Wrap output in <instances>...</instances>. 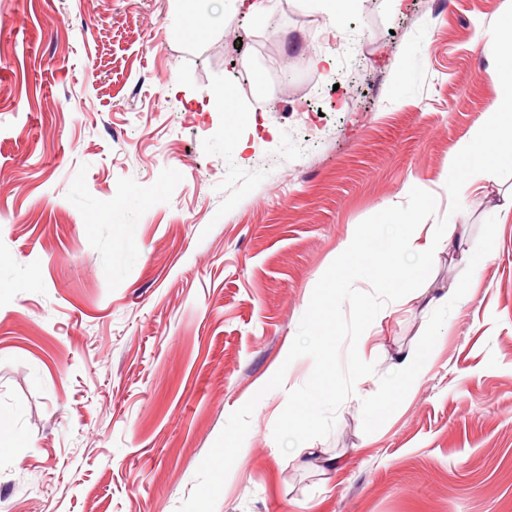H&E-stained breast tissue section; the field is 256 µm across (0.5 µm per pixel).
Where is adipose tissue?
Instances as JSON below:
<instances>
[{"mask_svg": "<svg viewBox=\"0 0 512 512\" xmlns=\"http://www.w3.org/2000/svg\"><path fill=\"white\" fill-rule=\"evenodd\" d=\"M497 48L494 65L501 77L498 103L485 112L479 125L460 139L445 166L449 185L477 189L479 183L491 179L500 159V141L512 135V0H504L502 13L494 27ZM390 223L404 226L397 253L428 254L438 249L452 248L453 233L436 235L425 228L414 212L388 209Z\"/></svg>", "mask_w": 512, "mask_h": 512, "instance_id": "ef3b65f1", "label": "adipose tissue"}]
</instances>
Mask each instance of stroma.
Segmentation results:
<instances>
[{"label":"stroma","mask_w":512,"mask_h":512,"mask_svg":"<svg viewBox=\"0 0 512 512\" xmlns=\"http://www.w3.org/2000/svg\"><path fill=\"white\" fill-rule=\"evenodd\" d=\"M222 2L195 36L176 0H0V415L24 438L0 512H177L256 394L215 512H512V223L489 215L510 141L453 218L482 266L436 252L361 336L375 371L332 432L273 438L350 226L413 207V179L425 223L451 219L444 166L498 98L503 0H357L332 47L302 0ZM227 85L248 121L208 111ZM431 360L429 352L422 351L410 352L404 356L398 367L404 381L413 382L415 379L424 375L430 368Z\"/></svg>","instance_id":"stroma-1"}]
</instances>
